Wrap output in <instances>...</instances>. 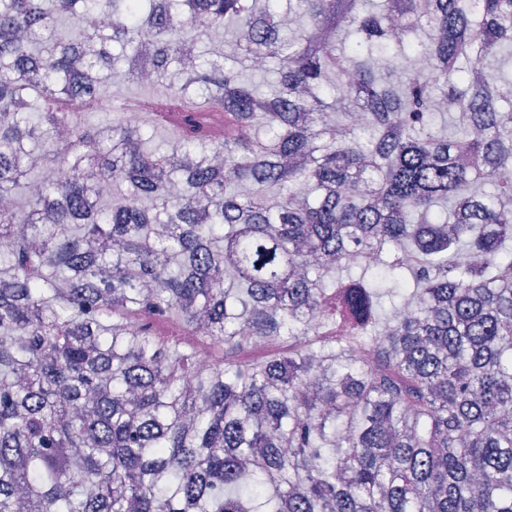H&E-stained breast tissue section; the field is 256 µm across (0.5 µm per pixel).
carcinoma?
Wrapping results in <instances>:
<instances>
[{"mask_svg": "<svg viewBox=\"0 0 512 512\" xmlns=\"http://www.w3.org/2000/svg\"><path fill=\"white\" fill-rule=\"evenodd\" d=\"M364 4L0 0V512H512V0ZM234 44L235 38L230 30L226 33L225 37H222L220 34V38L218 40H214L210 45V49L212 51L211 55H213V58H216L217 56L220 57L224 64H233L232 55H237L238 58L242 60L243 52L237 51ZM106 87L107 94L112 97V104H119L128 99L144 98L149 95V91L120 75L109 79ZM168 109V99L164 95H158L155 97L154 102L149 108L137 112H129L126 114V117L132 124L147 125L153 122V118L156 123L165 117ZM154 112H156V114Z\"/></svg>", "mask_w": 512, "mask_h": 512, "instance_id": "1", "label": "carcinoma"}]
</instances>
